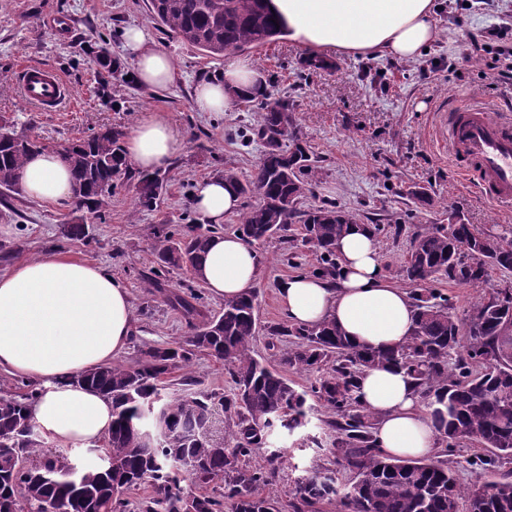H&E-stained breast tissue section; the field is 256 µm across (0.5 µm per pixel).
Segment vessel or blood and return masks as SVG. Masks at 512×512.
I'll list each match as a JSON object with an SVG mask.
<instances>
[{"instance_id":"b4317fda","label":"vessel or blood","mask_w":512,"mask_h":512,"mask_svg":"<svg viewBox=\"0 0 512 512\" xmlns=\"http://www.w3.org/2000/svg\"><path fill=\"white\" fill-rule=\"evenodd\" d=\"M17 78L23 100L37 111H63L72 98L65 77L39 62H21ZM430 137L496 207L512 210L511 116L492 115L482 102L455 100L441 113Z\"/></svg>"}]
</instances>
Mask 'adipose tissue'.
I'll list each match as a JSON object with an SVG mask.
<instances>
[{
  "label": "adipose tissue",
  "instance_id": "ef3b65f1",
  "mask_svg": "<svg viewBox=\"0 0 512 512\" xmlns=\"http://www.w3.org/2000/svg\"><path fill=\"white\" fill-rule=\"evenodd\" d=\"M286 36L309 52L413 59L437 38L434 0H270ZM124 49L138 85L162 90L180 72L166 52L149 48L139 26L124 31ZM259 75L245 58L227 56L222 81H203L193 92L196 111H233L236 94L257 87ZM185 141L168 113L147 110L125 139L137 170L168 167ZM20 185L32 199L55 204L72 195L71 174L50 152L26 161ZM193 208L202 223H223L241 198L219 177L197 183ZM335 281L292 276L278 288L288 320L315 324L335 319L361 348H395L411 330L414 307L405 290L388 282L378 242L367 225H350L336 243ZM259 275L256 251L239 235L212 237L200 269L210 293L231 298L253 292ZM132 304L127 288L102 265L47 254L0 273V371L37 385L28 405L33 424L56 445L99 448L112 427V400L73 384L72 379L108 364L130 343ZM359 398L377 419L380 448L389 455L428 457L439 449V433L406 371L384 365L365 369Z\"/></svg>",
  "mask_w": 512,
  "mask_h": 512
}]
</instances>
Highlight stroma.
<instances>
[{
  "label": "stroma",
  "instance_id": "1",
  "mask_svg": "<svg viewBox=\"0 0 512 512\" xmlns=\"http://www.w3.org/2000/svg\"><path fill=\"white\" fill-rule=\"evenodd\" d=\"M438 39L412 60L368 55L326 54V69L308 67L309 52L286 39H274L246 51L262 72L267 98L238 103L234 111L214 117L195 111L196 83L220 79L224 60L208 57L177 40L149 17L148 0H0V126L20 137L52 144L85 138L107 127L132 130L145 110L167 112L185 139V149L168 168V185L156 207L135 210V183H117L100 212L77 210L74 201L57 204L34 201L23 192L0 191V272L46 253L76 256L101 264L131 295L133 334L120 359H137L143 344L163 345L188 336L190 329L167 296L196 291L204 313L224 306L190 271L166 270L156 276L155 245L159 230L198 225L192 206L197 182L235 170L241 178L254 172L263 153L256 136L265 99L287 100L296 132L314 157L304 180L308 191L300 209L335 205L360 214L364 223L381 225L377 236L384 272L390 283L408 288L403 266L418 226L444 224L449 213L464 223L494 233L512 227V213L497 210L477 189L465 187L451 163L427 139L433 110L442 99L475 94L512 108V82L491 77L493 55L467 57L470 35L504 26L500 45L512 49V0H435ZM146 28L157 49L170 54L181 72L171 87L151 91L132 80L133 64L126 55L122 33ZM107 54L116 69L99 79L98 54ZM31 59L61 72L73 90V103L62 112H38L22 100L14 73ZM421 187L432 196L424 206L409 190ZM82 224L83 240L65 234L67 225ZM260 274L254 288L260 325L254 350L259 359L276 366L291 339L271 336L269 326L285 323L278 304L280 280L319 267L318 255L301 241L300 224L258 245ZM512 272L491 271L482 288L445 280L436 287L458 317H465L476 296H490ZM192 377L194 387L184 386ZM168 396L191 391L229 392L230 377L223 361L200 353L187 369L166 378ZM308 423L294 433H280L277 446L286 448L289 464L266 495L290 512L289 490L296 477L333 470L340 486L351 474L331 453L336 437L329 410L309 399ZM477 444L464 442L441 451L465 486L498 479L499 471L469 465L481 454Z\"/></svg>",
  "mask_w": 512,
  "mask_h": 512
}]
</instances>
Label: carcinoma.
<instances>
[{
  "label": "carcinoma",
  "instance_id": "obj_1",
  "mask_svg": "<svg viewBox=\"0 0 512 512\" xmlns=\"http://www.w3.org/2000/svg\"><path fill=\"white\" fill-rule=\"evenodd\" d=\"M153 21L181 41L208 56L246 51L277 37L275 17L265 0H149ZM286 101L265 105L256 135L262 141V161L248 181L232 169L222 178L240 195L257 193L259 202L241 216L238 233L250 244H261L288 230L293 220L303 224L302 242L319 254L313 274L336 276V241L348 225L361 222L354 212L336 207L299 210L307 186L303 175L311 156L296 133L282 127ZM126 132L106 128L92 136L59 143L56 152L70 167L76 206L90 213L112 195L114 181L137 178L136 202L143 209L157 205L168 181L166 174L135 176L124 152ZM293 148H287V143ZM44 149L37 139L0 133V188L19 190L26 158ZM215 226H187L158 237L159 268H188L197 273ZM491 269L512 272V230L482 231L456 220L429 224L412 237L403 272L414 286L413 327L408 338L390 350L354 347L332 319L311 325H275L273 336L293 337L294 346L281 363L292 370H310L336 358L327 375L299 391L275 368L255 355L259 334L256 297L248 294L224 301L218 315L208 317L187 299L173 301L183 311L190 335L166 346L144 345L137 360L90 370L76 381L112 397L114 420L106 438L112 471L77 469L78 486L68 480L74 467L68 457L47 450L36 426L28 422L27 406L38 390L0 391V512H10L16 496L43 509L64 512H126L124 493L141 486L150 494L139 512H185L179 484L190 481L194 512H280L275 499L260 494L272 485L287 463L286 450L267 447L278 426L304 425L307 400L313 396L330 410L337 431L334 454L352 474L346 492L329 473L299 478L292 491V512H448V504L465 498L469 512H512V475L486 484L478 497L465 488L454 470L441 460L403 459L384 455L373 432V414L359 400L358 378L363 370L392 364L416 381L425 408L446 446L469 441L495 452L477 460L496 468L512 459V285L476 300L462 324L448 300L429 284L439 278L478 288ZM198 353L224 361L233 389L230 393H192L162 398L163 378L187 365ZM483 365L472 373L463 356ZM159 408L146 421L149 404ZM223 491H209L215 477Z\"/></svg>",
  "mask_w": 512,
  "mask_h": 512
}]
</instances>
